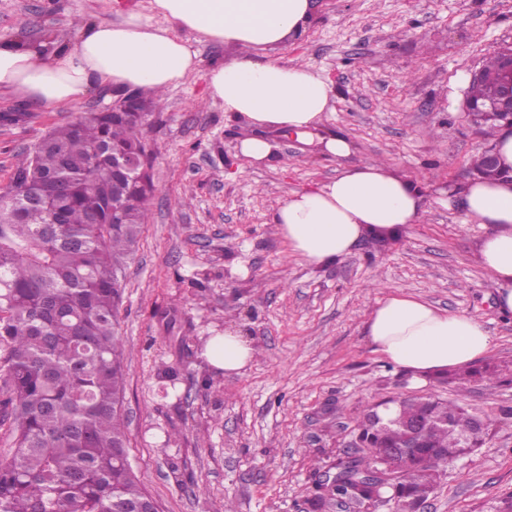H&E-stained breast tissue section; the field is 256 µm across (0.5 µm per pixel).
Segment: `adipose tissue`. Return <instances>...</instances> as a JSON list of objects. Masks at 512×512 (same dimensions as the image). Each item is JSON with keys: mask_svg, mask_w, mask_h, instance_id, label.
I'll list each match as a JSON object with an SVG mask.
<instances>
[{"mask_svg": "<svg viewBox=\"0 0 512 512\" xmlns=\"http://www.w3.org/2000/svg\"><path fill=\"white\" fill-rule=\"evenodd\" d=\"M150 3L164 25L116 0L114 19L86 24L74 43H61L52 54L34 44H0V94L45 108L78 105L95 85L169 89L196 60L188 43L171 34L174 24L207 41L241 47V55L209 71L204 96L246 118L248 131L238 142L242 157L267 162L273 154L271 131L293 133L328 156L351 155L347 139L317 134L334 110L332 82L309 66L288 65L268 54L305 28L311 0ZM490 146L500 176L472 178L455 193L471 221L491 227L477 246V257L495 281L498 310L507 314L512 313V129L499 128ZM423 214V196L406 176L378 162H363L329 181L291 191L273 222L294 256L319 266L349 255L368 235L399 231ZM366 334L374 351L418 376L470 366L492 346L477 319L403 293L379 300ZM202 356L212 367L236 372L252 360L253 347L240 331L228 329L207 343Z\"/></svg>", "mask_w": 512, "mask_h": 512, "instance_id": "adipose-tissue-1", "label": "adipose tissue"}]
</instances>
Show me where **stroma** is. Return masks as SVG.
Here are the masks:
<instances>
[{"mask_svg": "<svg viewBox=\"0 0 512 512\" xmlns=\"http://www.w3.org/2000/svg\"><path fill=\"white\" fill-rule=\"evenodd\" d=\"M111 16L112 0H0V43L36 42L49 30L73 42L86 23ZM173 33L196 52V68L148 120L156 190L119 308L129 458L161 512H308L368 404L426 395L459 401L491 427L481 448L449 464L423 512H503L512 316L498 312L476 257L489 227L471 222L452 191L486 145L462 105L473 71L512 43V0H316L304 31L271 55L332 82L335 110L321 132L353 144L340 159L275 132L271 160L248 164L239 121L202 100L209 70L236 46ZM117 96L96 86L76 109L29 105L24 119L0 123V193L48 130ZM372 160L421 188L420 222L393 241L365 238L324 267L293 257L272 222L289 192ZM396 292L480 321L497 387L418 380L375 353L366 323ZM229 323L256 345L244 369L227 373L188 354ZM163 370L176 382L160 379Z\"/></svg>", "mask_w": 512, "mask_h": 512, "instance_id": "stroma-1", "label": "stroma"}]
</instances>
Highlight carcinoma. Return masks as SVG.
Masks as SVG:
<instances>
[{
  "mask_svg": "<svg viewBox=\"0 0 512 512\" xmlns=\"http://www.w3.org/2000/svg\"><path fill=\"white\" fill-rule=\"evenodd\" d=\"M134 93L141 115L92 112L54 127L24 157L0 194V382L11 405L15 448L0 459V512H131L149 494L129 462L119 304L153 184L112 168V151L144 157V127L163 93ZM128 202L112 223V196ZM495 370L463 369L458 386L496 385ZM359 424L358 448L339 463L340 483L310 499L355 506L433 489L448 464L469 453L475 419L455 401L414 397L377 422ZM421 448L399 472L375 475L380 452L397 447L406 423Z\"/></svg>",
  "mask_w": 512,
  "mask_h": 512,
  "instance_id": "carcinoma-1",
  "label": "carcinoma"
}]
</instances>
